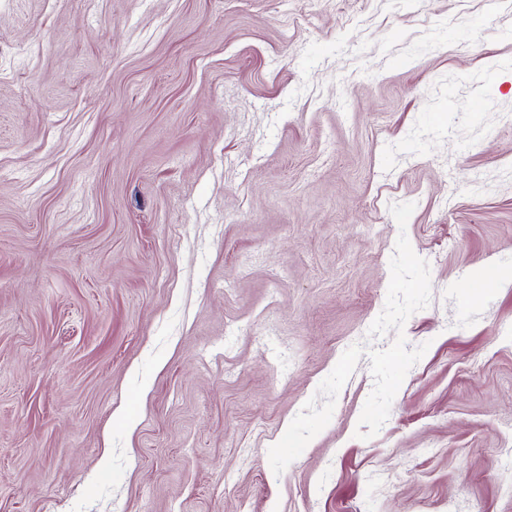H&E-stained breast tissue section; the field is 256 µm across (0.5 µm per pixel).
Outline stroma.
<instances>
[{"label": "stroma", "mask_w": 512, "mask_h": 512, "mask_svg": "<svg viewBox=\"0 0 512 512\" xmlns=\"http://www.w3.org/2000/svg\"><path fill=\"white\" fill-rule=\"evenodd\" d=\"M508 274L512 0H0V512H512Z\"/></svg>", "instance_id": "35a3bbf8"}]
</instances>
